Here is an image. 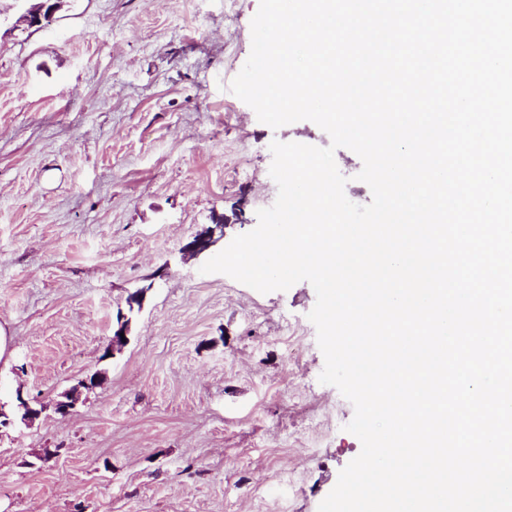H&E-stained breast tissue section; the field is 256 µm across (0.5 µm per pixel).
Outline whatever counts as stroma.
<instances>
[{"mask_svg": "<svg viewBox=\"0 0 512 512\" xmlns=\"http://www.w3.org/2000/svg\"><path fill=\"white\" fill-rule=\"evenodd\" d=\"M259 6L64 0L31 28L0 0V402L42 407L0 433V512H318L359 455L319 381L313 286L262 294L188 249L219 219L228 242L256 227L272 141L330 143L231 92Z\"/></svg>", "mask_w": 512, "mask_h": 512, "instance_id": "obj_1", "label": "stroma"}]
</instances>
